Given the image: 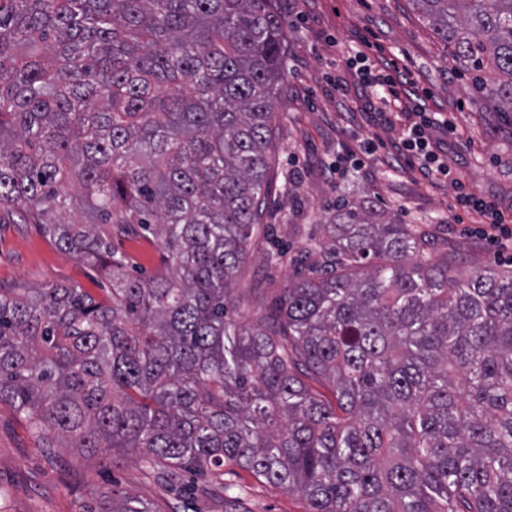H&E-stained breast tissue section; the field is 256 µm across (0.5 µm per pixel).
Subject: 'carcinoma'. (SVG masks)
I'll list each match as a JSON object with an SVG mask.
<instances>
[{"label": "carcinoma", "mask_w": 512, "mask_h": 512, "mask_svg": "<svg viewBox=\"0 0 512 512\" xmlns=\"http://www.w3.org/2000/svg\"><path fill=\"white\" fill-rule=\"evenodd\" d=\"M411 2L512 128V0ZM285 40L275 0H0V221L111 290L0 287V404L45 448L165 482L228 464L308 512H512L511 268L460 274L426 230L342 202L320 270L239 318ZM130 234L162 250L147 282L112 247Z\"/></svg>", "instance_id": "cac0c4a2"}]
</instances>
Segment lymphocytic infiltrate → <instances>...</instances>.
<instances>
[{
  "label": "lymphocytic infiltrate",
  "mask_w": 512,
  "mask_h": 512,
  "mask_svg": "<svg viewBox=\"0 0 512 512\" xmlns=\"http://www.w3.org/2000/svg\"><path fill=\"white\" fill-rule=\"evenodd\" d=\"M371 48L365 36H358L348 46L346 63L368 90L363 97V107L369 115L387 124L405 118V130L396 148V162L404 163L427 181L449 177L451 169L443 151L435 146L434 137L439 133L454 134L453 123L447 116L428 108L406 68L393 62L378 67L369 56ZM454 205L477 217L478 231L484 239L498 249L512 251V221L506 219L495 202L462 187L457 191Z\"/></svg>",
  "instance_id": "1"
}]
</instances>
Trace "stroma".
<instances>
[{"label": "stroma", "instance_id": "obj_1", "mask_svg": "<svg viewBox=\"0 0 512 512\" xmlns=\"http://www.w3.org/2000/svg\"><path fill=\"white\" fill-rule=\"evenodd\" d=\"M276 5L287 25V69L275 102L273 184L263 218L274 234L272 240L257 237L251 242L234 290L241 317L272 306L297 272L319 266L320 222L343 201L370 198L403 223L428 225L442 251L462 266H511V252L497 251L475 234L473 223L456 218L453 184L431 183L395 168L393 151L402 127L377 125L369 116L349 113L347 103L357 99L355 84H348L342 97L322 79L330 63L344 65V51L357 32L370 29V42L411 71L431 91L430 108L447 113L455 125L445 151L458 181L511 215L512 133L497 128L493 104L474 100L459 61L410 0H276ZM374 133L383 147L373 164L337 178L326 173V165L343 158L346 144ZM276 242L288 254L272 266L267 257ZM112 245L132 259L139 276H151L161 263L156 241L121 237ZM55 285H78L95 299L106 297L105 279L75 253L52 244L36 225L0 224V286ZM115 490L154 504L158 512L308 510L301 495L232 466L198 479L184 476L182 486L169 488L158 484L134 453L86 459L59 448L54 459H47L24 420L10 406L0 405V512H85L100 504L103 493Z\"/></svg>", "mask_w": 512, "mask_h": 512}]
</instances>
